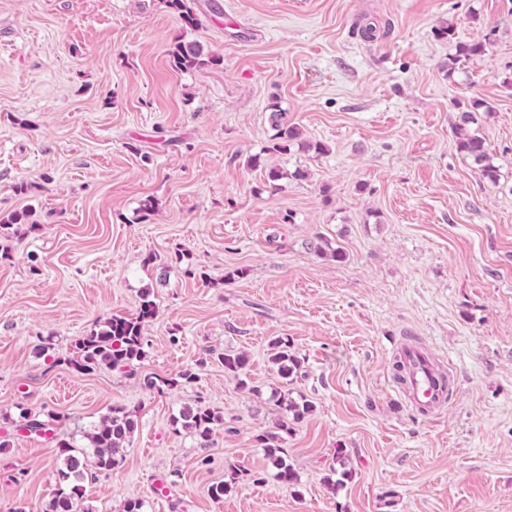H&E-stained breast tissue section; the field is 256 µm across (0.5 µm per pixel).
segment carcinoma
<instances>
[{
    "instance_id": "obj_1",
    "label": "carcinoma",
    "mask_w": 512,
    "mask_h": 512,
    "mask_svg": "<svg viewBox=\"0 0 512 512\" xmlns=\"http://www.w3.org/2000/svg\"><path fill=\"white\" fill-rule=\"evenodd\" d=\"M166 7L176 15L182 25L195 29L201 25L200 15L195 0H164ZM435 35L440 40L448 41L454 53L448 55V74H453L460 66L482 56L485 53L487 42H460L456 37V27L448 22L435 28ZM172 67L181 72H188L205 67L216 62V58L203 54L202 46L197 42L177 41L168 50ZM489 113L492 107L481 99H474L465 108L459 111L458 123L454 127L457 151L471 163L476 165L481 175L490 181L497 178V167L488 153L485 138L480 133L477 124L476 112L479 109ZM269 122L274 134L271 146L267 150L272 152L287 151L290 146L301 139L300 128L288 122V112L282 109L277 100L268 105ZM313 250L321 256H330L338 262L346 259L341 248L331 247L329 241L322 237L317 238ZM156 304L149 299V292L141 294L139 310L134 317L114 316L99 330L82 337L76 342V357L73 363L82 370H91L100 364L113 367H131L134 361L141 358L144 353V336L142 328L144 323L153 318ZM274 353L272 362L277 366V372L283 379V389L279 391L277 406L282 411L281 419L277 423L278 429L287 433L291 431L289 422H298L312 411V405L304 400L297 402L291 397L292 390L288 385L294 381V376L301 367V360L296 355L288 338L282 337L273 343ZM224 363V370L233 374L242 387L248 385L245 375L249 364V357L244 353L225 354L218 357ZM223 418L216 412L197 407L186 408L180 417L173 419L174 431L185 432L195 438L201 448L211 444L215 426L222 423ZM135 429V420L131 412L123 407L114 406L110 413L101 417L87 434L88 447L91 453L76 455L72 444L61 439L57 442L59 455L64 457L65 468L59 470V483L52 490L50 499L46 502L42 512H89L84 506L83 481L88 475L89 466L100 470H111L118 466L122 459L124 445L130 441ZM261 447L265 448L273 468V478L283 484L297 482L298 475L291 464L288 463L285 449L281 448L280 435L276 432H264L256 437ZM241 470L234 466L224 470V480L212 484L208 489L209 497L219 502L224 499L240 479Z\"/></svg>"
}]
</instances>
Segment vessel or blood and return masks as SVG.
<instances>
[{
	"label": "vessel or blood",
	"instance_id": "obj_1",
	"mask_svg": "<svg viewBox=\"0 0 512 512\" xmlns=\"http://www.w3.org/2000/svg\"><path fill=\"white\" fill-rule=\"evenodd\" d=\"M399 361L405 378L403 391L413 404L429 409L446 401L448 391L443 387L429 355L421 347L406 345Z\"/></svg>",
	"mask_w": 512,
	"mask_h": 512
}]
</instances>
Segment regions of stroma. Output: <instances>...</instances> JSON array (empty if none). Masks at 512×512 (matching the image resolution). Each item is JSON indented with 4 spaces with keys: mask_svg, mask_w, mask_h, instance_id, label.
<instances>
[{
    "mask_svg": "<svg viewBox=\"0 0 512 512\" xmlns=\"http://www.w3.org/2000/svg\"><path fill=\"white\" fill-rule=\"evenodd\" d=\"M198 10L186 30L163 0H0V218L32 214L0 238V512H38L57 440L87 446L115 405L136 429L119 467L85 479L91 512L133 498L147 512H512V0ZM445 21L459 40L493 37L465 72L446 69ZM179 37L218 64L174 70ZM274 98L302 131L285 152L268 149ZM476 98L492 108L479 128L494 182L453 136L457 103ZM319 236L345 261L317 255ZM146 290L156 313L133 372L78 370L76 341ZM279 337L313 406L283 442L298 481L213 501L226 467H268L256 437L281 417ZM403 343L451 384L431 413L399 395ZM240 352L247 390L219 360ZM186 371L194 382L147 384ZM186 406L223 416L209 447L174 433ZM23 408L46 434L15 427ZM340 451L353 477L332 486Z\"/></svg>",
    "mask_w": 512,
    "mask_h": 512,
    "instance_id": "obj_1",
    "label": "stroma"
}]
</instances>
